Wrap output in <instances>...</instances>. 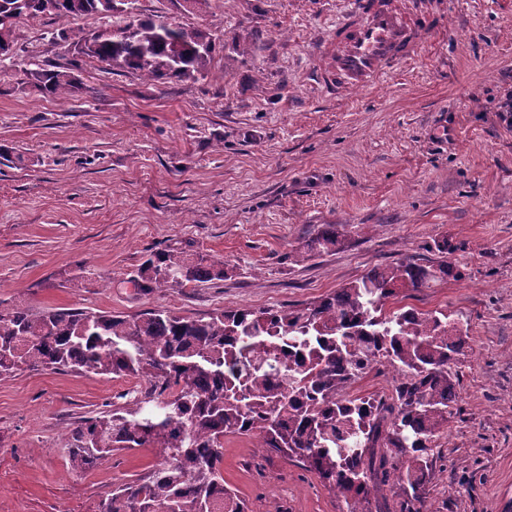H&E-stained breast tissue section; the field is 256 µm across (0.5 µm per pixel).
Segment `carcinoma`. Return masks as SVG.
<instances>
[{"instance_id":"obj_1","label":"carcinoma","mask_w":512,"mask_h":512,"mask_svg":"<svg viewBox=\"0 0 512 512\" xmlns=\"http://www.w3.org/2000/svg\"><path fill=\"white\" fill-rule=\"evenodd\" d=\"M54 15L114 18L119 29H60L77 59L23 72L28 86L56 97L78 91L74 70L101 64L154 80L203 77L216 38L202 28L159 24L115 12L112 0H57ZM47 13L41 0H0V18ZM13 22L0 21V76L14 54ZM345 240L322 224L296 255L303 262ZM452 274L448 261L408 258L369 270L318 304L301 308L217 309L194 319L151 309L128 319L78 309L0 314V377L24 369L138 378L141 396L70 430V465L84 473L116 450L149 448L160 458L143 478L112 490L98 512H212L222 491L231 512H248L224 485V436H254L294 459L343 497L345 512H371V499L395 490L398 512H426L433 448L455 401L451 365L463 354L459 321L446 311L386 308L402 290ZM224 278V262L174 251L150 255L125 283L140 293L195 288ZM299 342L306 356H279ZM386 359L397 370L392 402L351 397L347 389Z\"/></svg>"}]
</instances>
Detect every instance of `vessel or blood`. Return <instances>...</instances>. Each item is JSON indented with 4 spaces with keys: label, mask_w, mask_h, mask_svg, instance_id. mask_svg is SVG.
<instances>
[{
    "label": "vessel or blood",
    "mask_w": 512,
    "mask_h": 512,
    "mask_svg": "<svg viewBox=\"0 0 512 512\" xmlns=\"http://www.w3.org/2000/svg\"><path fill=\"white\" fill-rule=\"evenodd\" d=\"M436 28L425 0H352L342 21L320 47L317 88L340 98L379 85L414 58L421 40Z\"/></svg>",
    "instance_id": "vessel-or-blood-1"
}]
</instances>
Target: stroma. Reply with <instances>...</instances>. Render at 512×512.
<instances>
[{"label":"stroma","mask_w":512,"mask_h":512,"mask_svg":"<svg viewBox=\"0 0 512 512\" xmlns=\"http://www.w3.org/2000/svg\"><path fill=\"white\" fill-rule=\"evenodd\" d=\"M342 2L132 0L140 17L218 38L206 77L87 65L64 98L17 80L71 59L53 32L104 20L19 18L13 73L0 79V312L301 308L372 267L439 261L436 244L449 241L452 275L403 299L448 311L466 336L426 503L512 512V119L499 110L512 90V0H432L441 32L383 85L336 101L312 72ZM321 224L344 225V244L290 260ZM169 249L223 261L226 273L149 295L125 285ZM140 387L50 369L1 378L0 512H98L116 484L147 475L158 462L148 449L82 474L69 464L70 429ZM254 443L224 438V482L250 512H341V497Z\"/></svg>","instance_id":"1"}]
</instances>
